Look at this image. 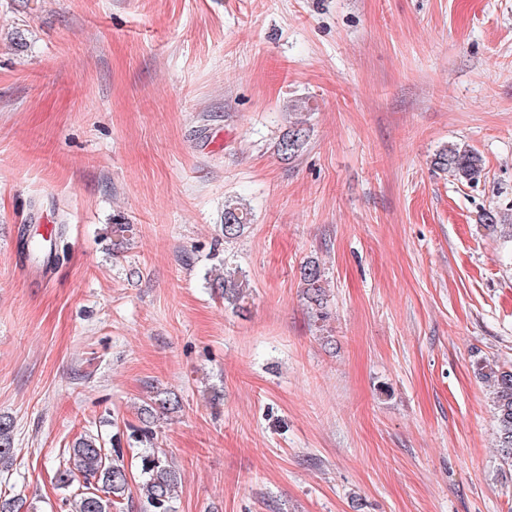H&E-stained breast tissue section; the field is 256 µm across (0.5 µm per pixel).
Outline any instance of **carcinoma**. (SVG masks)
<instances>
[{
  "label": "carcinoma",
  "mask_w": 512,
  "mask_h": 512,
  "mask_svg": "<svg viewBox=\"0 0 512 512\" xmlns=\"http://www.w3.org/2000/svg\"><path fill=\"white\" fill-rule=\"evenodd\" d=\"M309 139L306 121L289 125L279 139L277 151L286 160L299 156ZM433 165L451 171L462 184H474L485 174L486 163L482 154L468 145L452 144L434 155ZM247 224V214L234 203L224 204V239H235ZM480 226L489 231H501L512 238V221L495 209L485 211ZM304 295L314 317L324 321L328 317L325 293V272L320 264L309 262L302 268ZM224 302L244 308L249 295L246 275L226 274L214 279ZM478 374L489 387L497 421V448L504 464L512 467V367L480 360ZM180 408L179 400L168 391H160L150 402L138 409L140 425L131 428L130 437L138 442L153 440L151 424L157 414L174 413ZM13 423L0 417V463L12 459ZM84 480V490L74 495L72 512H112L130 499V477L120 453L104 448L95 435L86 434L74 441L69 453V466L57 473V483L65 488L76 477ZM181 483V474L162 448H150L141 459L140 480L136 483L138 499L148 512H174L172 503Z\"/></svg>",
  "instance_id": "carcinoma-1"
}]
</instances>
